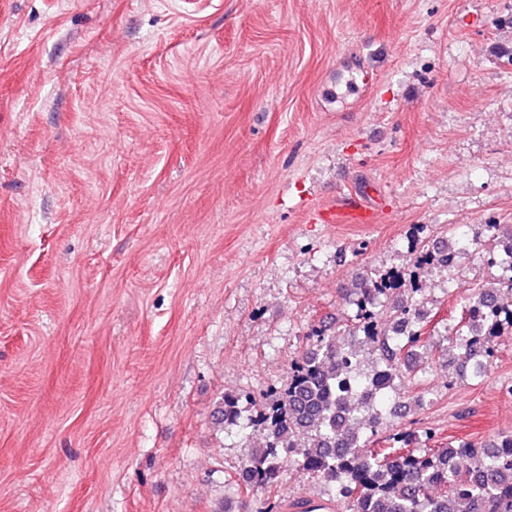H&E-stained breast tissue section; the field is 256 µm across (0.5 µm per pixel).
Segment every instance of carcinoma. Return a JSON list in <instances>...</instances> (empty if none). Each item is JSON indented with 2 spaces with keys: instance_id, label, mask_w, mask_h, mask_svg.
Returning <instances> with one entry per match:
<instances>
[{
  "instance_id": "carcinoma-1",
  "label": "carcinoma",
  "mask_w": 512,
  "mask_h": 512,
  "mask_svg": "<svg viewBox=\"0 0 512 512\" xmlns=\"http://www.w3.org/2000/svg\"><path fill=\"white\" fill-rule=\"evenodd\" d=\"M496 255L511 272L498 280L507 303L499 314L480 320L477 308L484 293L472 292L463 299L452 333L477 378L495 356V336L512 328V235ZM401 279L400 274L368 277L346 300L353 307L349 331L364 336L376 352L370 371L348 362L347 348L336 344L330 326L310 328L306 347L291 360L288 386L270 388L261 405L269 411L264 442L238 473L237 486L245 494L259 493L268 501L286 467L317 473L334 491L318 507L303 498L294 500L291 512H332L336 504L346 512H463L465 499L470 500L469 512H512V431L479 447L462 440L455 447L423 448L412 430L397 431L377 448L370 445L378 434L379 411L389 402L382 387L396 377L418 381L423 354L437 347L426 336L430 313L414 300L391 307L379 300L372 310H364L363 291L375 288L384 296ZM361 392L374 393L372 401L359 409L349 406L347 398ZM250 400L247 391L224 394L216 419L224 422Z\"/></svg>"
}]
</instances>
